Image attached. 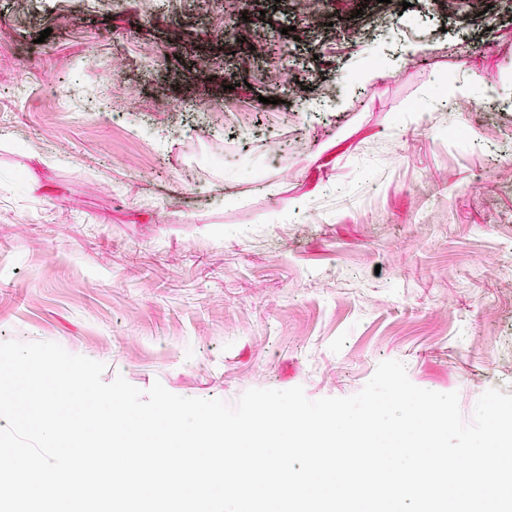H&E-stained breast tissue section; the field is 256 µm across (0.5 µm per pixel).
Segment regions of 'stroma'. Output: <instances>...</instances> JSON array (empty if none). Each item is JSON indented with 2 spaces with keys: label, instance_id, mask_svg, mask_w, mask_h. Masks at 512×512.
Returning a JSON list of instances; mask_svg holds the SVG:
<instances>
[{
  "label": "stroma",
  "instance_id": "obj_1",
  "mask_svg": "<svg viewBox=\"0 0 512 512\" xmlns=\"http://www.w3.org/2000/svg\"><path fill=\"white\" fill-rule=\"evenodd\" d=\"M361 2L0 0V341L230 404L512 394V9Z\"/></svg>",
  "mask_w": 512,
  "mask_h": 512
}]
</instances>
